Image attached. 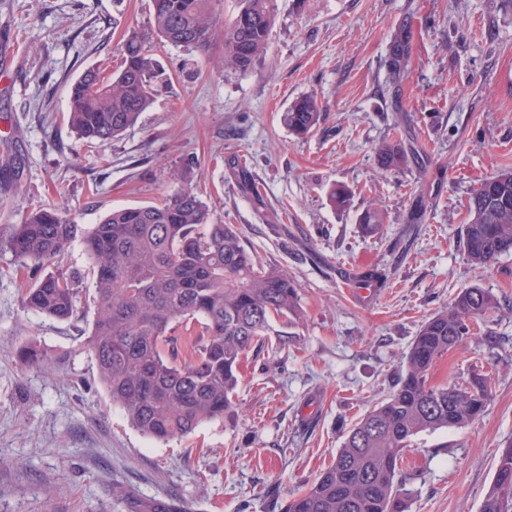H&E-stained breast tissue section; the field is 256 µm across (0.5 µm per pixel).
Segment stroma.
Segmentation results:
<instances>
[{"label": "stroma", "mask_w": 512, "mask_h": 512, "mask_svg": "<svg viewBox=\"0 0 512 512\" xmlns=\"http://www.w3.org/2000/svg\"><path fill=\"white\" fill-rule=\"evenodd\" d=\"M410 63L394 94L384 61L397 29ZM152 37L150 0H0V237L42 206L83 227L116 208L155 202L179 175L214 219L235 225L264 267L293 278L295 315L275 321L240 370L223 420L186 437L136 430L100 383L86 339L95 283L79 244L73 273L80 319L25 310L42 269L0 245V512H268L328 465L354 420L389 395L421 323L477 285L507 307L432 368L436 385L490 375L479 420L417 435L402 470L422 471L409 512H479L501 446L512 438V254L478 269L459 247L460 212L486 175L512 167V8L503 0H276L265 58L225 71L210 55L155 43L158 95L102 151L67 120L70 84L118 68L128 31ZM322 106L318 131L290 134L281 115L298 97ZM402 124L417 153L381 174L374 147ZM245 168H238V161ZM257 185L262 203L248 190ZM355 189L334 210V186ZM429 201L406 252L393 248L414 191ZM384 216L363 233L368 203ZM389 274L373 297L346 280ZM45 357L26 364L21 348ZM315 419H301L311 401Z\"/></svg>", "instance_id": "35a3bbf8"}]
</instances>
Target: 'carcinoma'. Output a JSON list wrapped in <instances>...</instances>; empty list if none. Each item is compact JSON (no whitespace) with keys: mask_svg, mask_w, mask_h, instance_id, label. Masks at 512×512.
<instances>
[{"mask_svg":"<svg viewBox=\"0 0 512 512\" xmlns=\"http://www.w3.org/2000/svg\"><path fill=\"white\" fill-rule=\"evenodd\" d=\"M221 0H152L153 32L164 43L207 53L216 34ZM224 23V68L246 72L267 52L275 0H238ZM121 68L91 69L70 88L68 123L77 136L101 150L136 124L154 103L158 64L146 38L129 32L121 44ZM409 62L407 38L395 36L386 60L387 82L395 83ZM322 118L313 95L293 101L282 115L298 138L314 133ZM378 167L403 170L413 151L401 133L374 148ZM353 194L330 191L335 210ZM424 197L413 195L403 217L411 227L424 221ZM461 247L471 265L483 268L512 252V168L480 180L467 204ZM375 233L383 219L374 207L357 218ZM82 244L96 284L88 347L100 382L131 424L157 440L184 436L200 424L224 417L238 385V369L261 350L275 319L296 312L298 291L283 271L257 263L232 224L211 218L200 195L181 188L157 203L110 212L84 228L55 208L28 211L6 241L15 259L51 267L23 294L34 312L67 321L78 316L74 278L59 266L63 251ZM499 310L497 299L477 285L461 289L448 309L426 319L404 356L393 390L343 429L332 462L280 512H408L416 474H399L398 462L415 436L465 427L486 408L490 378L474 374L463 385L435 386L429 371L458 347L479 321ZM193 320L202 332L180 356L176 330ZM479 512H512V441L499 455L495 476Z\"/></svg>","mask_w":512,"mask_h":512,"instance_id":"1","label":"carcinoma"}]
</instances>
